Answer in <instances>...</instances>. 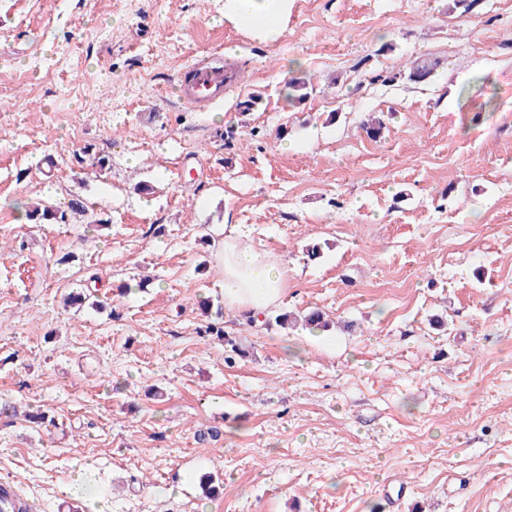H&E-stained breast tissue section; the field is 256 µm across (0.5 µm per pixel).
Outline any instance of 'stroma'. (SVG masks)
Segmentation results:
<instances>
[{"label":"stroma","mask_w":512,"mask_h":512,"mask_svg":"<svg viewBox=\"0 0 512 512\" xmlns=\"http://www.w3.org/2000/svg\"><path fill=\"white\" fill-rule=\"evenodd\" d=\"M231 231L326 330L224 307ZM0 404L35 512H512V0H291L273 43L224 0H0ZM223 67L224 53L220 50L210 54L208 66L205 69H201L195 64H188L184 76L180 77L181 86L183 87L180 91L183 93V100L191 106L222 102L224 100V90L230 88L234 81L227 83L225 89L224 86H218L219 81L217 79L220 77V73L217 70L213 71L212 68L223 69ZM194 72L195 74L198 72V76L187 82L188 75Z\"/></svg>","instance_id":"stroma-1"}]
</instances>
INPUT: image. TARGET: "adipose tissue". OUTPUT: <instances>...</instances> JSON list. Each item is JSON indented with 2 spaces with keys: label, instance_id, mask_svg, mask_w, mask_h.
Masks as SVG:
<instances>
[{
  "label": "adipose tissue",
  "instance_id": "ef3b65f1",
  "mask_svg": "<svg viewBox=\"0 0 512 512\" xmlns=\"http://www.w3.org/2000/svg\"><path fill=\"white\" fill-rule=\"evenodd\" d=\"M289 0H224V18L261 42H270L286 29ZM224 302L253 315L277 303L285 292L288 271L262 250L224 240Z\"/></svg>",
  "mask_w": 512,
  "mask_h": 512
}]
</instances>
